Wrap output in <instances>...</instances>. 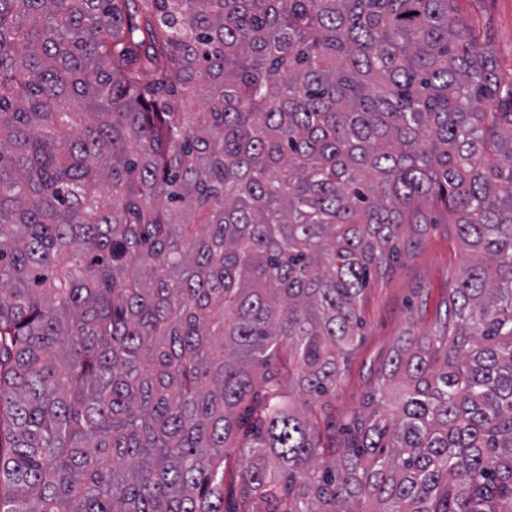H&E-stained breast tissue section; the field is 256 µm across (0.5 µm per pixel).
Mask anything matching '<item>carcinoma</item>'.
I'll return each instance as SVG.
<instances>
[{"label":"carcinoma","mask_w":512,"mask_h":512,"mask_svg":"<svg viewBox=\"0 0 512 512\" xmlns=\"http://www.w3.org/2000/svg\"><path fill=\"white\" fill-rule=\"evenodd\" d=\"M438 206L467 261L338 446ZM234 498L512 512V83L456 0H0V512ZM399 248L392 271L371 280L362 298L359 336L331 399L336 444L345 440L346 419L362 408L374 372L397 337L408 327L417 332L434 327L464 265L454 224L429 225L422 234L406 229Z\"/></svg>","instance_id":"obj_1"}]
</instances>
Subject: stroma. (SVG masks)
Returning a JSON list of instances; mask_svg holds the SVG:
<instances>
[{"label":"stroma","instance_id":"1","mask_svg":"<svg viewBox=\"0 0 512 512\" xmlns=\"http://www.w3.org/2000/svg\"><path fill=\"white\" fill-rule=\"evenodd\" d=\"M478 40L488 45L502 76L512 77V0H458ZM392 271L371 280L359 316L356 345L331 400L337 426L360 410L374 373L405 329L431 330L464 265L465 253L452 224L405 230Z\"/></svg>","mask_w":512,"mask_h":512}]
</instances>
